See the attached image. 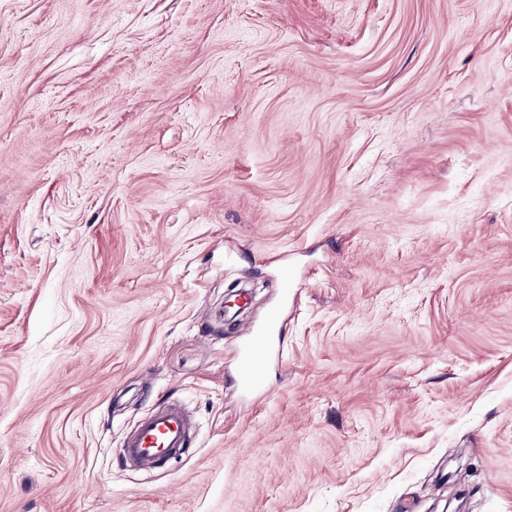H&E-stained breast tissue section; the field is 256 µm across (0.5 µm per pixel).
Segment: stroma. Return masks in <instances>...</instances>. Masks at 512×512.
I'll use <instances>...</instances> for the list:
<instances>
[{
	"mask_svg": "<svg viewBox=\"0 0 512 512\" xmlns=\"http://www.w3.org/2000/svg\"><path fill=\"white\" fill-rule=\"evenodd\" d=\"M461 488L512 512V0H0V512ZM284 313L279 308L269 311L262 327L245 325L247 340L237 354V371L241 383L262 396L269 362L273 356L271 334L281 329ZM196 439L194 420L185 408L159 404L126 433L121 455L125 463L164 470L173 460L191 455L198 448Z\"/></svg>",
	"mask_w": 512,
	"mask_h": 512,
	"instance_id": "35a3bbf8",
	"label": "stroma"
}]
</instances>
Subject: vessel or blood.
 I'll return each instance as SVG.
<instances>
[{"mask_svg": "<svg viewBox=\"0 0 512 512\" xmlns=\"http://www.w3.org/2000/svg\"><path fill=\"white\" fill-rule=\"evenodd\" d=\"M284 314L269 311L263 326L245 325L247 340L237 354L241 383L249 390H264L265 377L273 356L271 334L281 329ZM197 446V431L189 412L176 403L154 407L128 431L123 439L124 462H135L151 470H163L175 459L192 454Z\"/></svg>", "mask_w": 512, "mask_h": 512, "instance_id": "b4317fda", "label": "vessel or blood"}]
</instances>
